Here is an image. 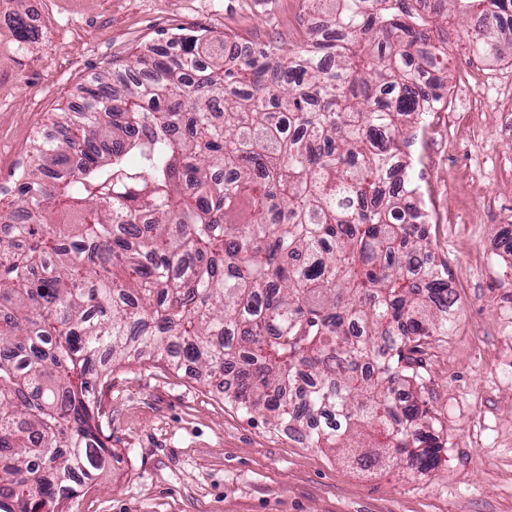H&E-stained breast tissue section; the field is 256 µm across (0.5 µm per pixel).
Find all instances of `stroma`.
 <instances>
[{
	"mask_svg": "<svg viewBox=\"0 0 512 512\" xmlns=\"http://www.w3.org/2000/svg\"><path fill=\"white\" fill-rule=\"evenodd\" d=\"M34 36L0 27V192L81 86L145 46L207 30L288 46L303 0H27ZM443 108L407 152L432 252L458 299L455 333L417 354L422 397L448 430L425 477L344 466L246 414L216 383L136 359L102 398L112 471L74 512H512V56L474 57L445 24Z\"/></svg>",
	"mask_w": 512,
	"mask_h": 512,
	"instance_id": "stroma-1",
	"label": "stroma"
}]
</instances>
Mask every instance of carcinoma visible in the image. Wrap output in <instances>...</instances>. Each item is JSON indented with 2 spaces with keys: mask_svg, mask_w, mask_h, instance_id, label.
I'll use <instances>...</instances> for the list:
<instances>
[{
  "mask_svg": "<svg viewBox=\"0 0 512 512\" xmlns=\"http://www.w3.org/2000/svg\"><path fill=\"white\" fill-rule=\"evenodd\" d=\"M284 49L226 33L152 45L82 88L0 205V512H71L109 467L96 398L146 356L364 470L435 469L423 342L458 297L432 260L406 125L444 104L437 18L512 0H330Z\"/></svg>",
  "mask_w": 512,
  "mask_h": 512,
  "instance_id": "1",
  "label": "carcinoma"
}]
</instances>
